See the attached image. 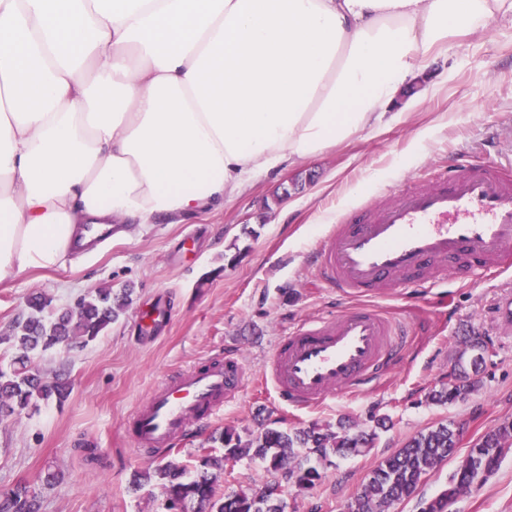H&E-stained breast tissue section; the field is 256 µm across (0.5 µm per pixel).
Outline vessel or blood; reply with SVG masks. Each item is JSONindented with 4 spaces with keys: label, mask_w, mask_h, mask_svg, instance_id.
<instances>
[{
    "label": "vessel or blood",
    "mask_w": 512,
    "mask_h": 512,
    "mask_svg": "<svg viewBox=\"0 0 512 512\" xmlns=\"http://www.w3.org/2000/svg\"><path fill=\"white\" fill-rule=\"evenodd\" d=\"M311 261L323 287L348 297L425 293L448 277L503 268L512 261V178L497 166L434 172L426 186L397 191L330 226ZM411 334L374 307H356L297 325L261 376L288 406L312 408L371 389ZM242 386L237 357L201 362L152 388L125 432L137 450L169 453Z\"/></svg>",
    "instance_id": "1"
}]
</instances>
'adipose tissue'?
I'll return each mask as SVG.
<instances>
[{"mask_svg": "<svg viewBox=\"0 0 512 512\" xmlns=\"http://www.w3.org/2000/svg\"><path fill=\"white\" fill-rule=\"evenodd\" d=\"M512 0H0V282L380 124Z\"/></svg>", "mask_w": 512, "mask_h": 512, "instance_id": "obj_1", "label": "adipose tissue"}]
</instances>
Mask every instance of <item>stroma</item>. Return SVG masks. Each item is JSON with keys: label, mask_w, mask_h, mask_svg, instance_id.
Returning a JSON list of instances; mask_svg holds the SVG:
<instances>
[{"label": "stroma", "mask_w": 512, "mask_h": 512, "mask_svg": "<svg viewBox=\"0 0 512 512\" xmlns=\"http://www.w3.org/2000/svg\"><path fill=\"white\" fill-rule=\"evenodd\" d=\"M420 89L400 97L397 120L360 131L309 162L260 176L218 211L140 226L112 237L87 260L73 255L54 270H26L0 283V361L15 354L6 342L13 323L36 294L73 306L101 287L133 290V302L87 346L58 348L36 361L46 379L65 373L64 403L37 407L0 423V489L36 483L44 470L55 484L39 489L41 512H161L159 482L133 490L134 472L154 468L124 432L127 417L167 375L236 353L245 385L223 413L189 434L169 461L195 465L200 453L222 455L225 428L246 434L346 421L393 426L374 448L334 458L310 490L286 488L285 512H345L370 472L410 436L441 422L462 429L455 454L392 512H421L448 484L470 446L502 420L512 419V331L496 321L498 302L512 298V269L448 282L416 300L381 301L390 317L415 334L399 364L377 387L317 408L293 411L257 382L279 336L295 322L357 305L322 288L308 253L337 217L389 190L423 184L430 169L480 165L512 156V17L500 16L468 35L449 37L422 69ZM171 320L155 340L142 339L140 319L155 306ZM488 346L479 386L465 401L436 405L428 391L449 372L464 338ZM95 448L88 463L81 445ZM449 512H512V454L482 484L458 496Z\"/></svg>", "instance_id": "stroma-1"}]
</instances>
